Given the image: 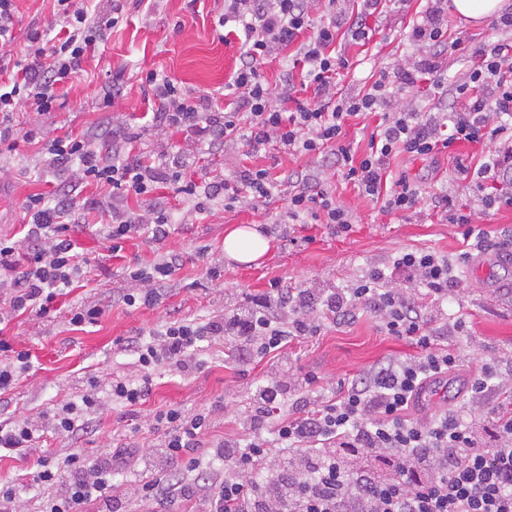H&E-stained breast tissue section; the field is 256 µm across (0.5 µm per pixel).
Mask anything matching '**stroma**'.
<instances>
[{
  "instance_id": "1",
  "label": "stroma",
  "mask_w": 512,
  "mask_h": 512,
  "mask_svg": "<svg viewBox=\"0 0 512 512\" xmlns=\"http://www.w3.org/2000/svg\"><path fill=\"white\" fill-rule=\"evenodd\" d=\"M15 6V39L0 50L6 57L22 55L31 32L51 37L59 29L53 0H16ZM426 7L425 0H382L366 19L372 30L369 40H337V50L351 63L336 77L343 93L366 91L380 73L394 74L408 64L411 30ZM89 8L97 17L115 19L116 24L107 29L99 51L85 59L84 75L60 91L49 112L37 114L19 107L18 120L35 137L18 140L12 151L0 153V235L13 236L30 223L31 213L25 207L29 196H55L72 179L71 169L49 165L43 139L69 133L99 144L118 119L140 135L133 157L146 159L164 152L187 159L185 178L200 184L247 167L266 168L274 175L310 174L331 185L337 203L353 213L356 222L348 234L335 238L326 236L321 226H306L304 233L311 238L307 244L269 235L267 254L256 264L244 265L224 253L228 230L243 224L258 229L270 225L283 211L284 201L258 209L245 205L227 211L216 205L205 214L184 213L165 242L167 250L181 256L180 270L164 282L154 306L130 307L113 303L112 297L131 286L125 266L152 262L154 248L134 238L125 242L121 256L104 250L98 227L111 220L112 190L93 183L82 185L71 235L91 265L90 280L85 287L58 297L57 303L64 308L100 304L104 312L96 324L82 327L71 325L65 312L44 318L24 314L0 324V337L14 349L30 351L33 362L16 388L0 397V422L47 423L63 405L78 399L92 377L104 387L116 375L138 379L137 359L120 350L118 339L177 319L223 317L225 310L270 291L275 284L324 291L342 288L371 268L388 266L404 249L458 255L464 247L465 227L442 218L435 201L442 191H451L457 204L474 208L475 228L512 230V208L479 210L477 186L459 178L456 156H482L481 148L466 144L425 159L404 155L391 159L392 172H407L431 187L415 208L400 213L387 212L364 198L333 168L308 155L292 156L271 148L251 155L242 147L199 152L194 137L152 123L150 114L158 106L145 76L150 70L164 73L186 91L207 93L219 106H226L224 87L240 64L242 49L238 38L224 36V0H91ZM211 267L220 270L219 278L208 275ZM447 311L463 314L470 333L461 339L465 364L449 377L447 389L432 390L430 399L435 404L444 402L446 395L464 392L476 363L486 357H494L500 371L512 370L511 293L492 294L481 280L466 273L459 297ZM412 351L408 342L385 336L377 317L363 314L352 323L322 329L285 349L284 356L291 372L318 375L319 390L328 396L343 379L367 371L382 359ZM200 359L198 369L189 374L160 368L137 415L117 406L98 416L94 433L71 438L48 432L37 440L36 451L26 455L0 448V481L14 485L20 512L42 509L43 489L35 480L38 449H50L60 459L79 449L91 459L103 460L116 448L130 445L145 455L162 436L155 414L173 406L191 413L219 407L211 438L244 437L247 399L257 382L275 375V359L241 361L231 346L220 341L203 348Z\"/></svg>"
}]
</instances>
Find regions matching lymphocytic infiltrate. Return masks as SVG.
I'll return each instance as SVG.
<instances>
[{
    "label": "lymphocytic infiltrate",
    "mask_w": 512,
    "mask_h": 512,
    "mask_svg": "<svg viewBox=\"0 0 512 512\" xmlns=\"http://www.w3.org/2000/svg\"><path fill=\"white\" fill-rule=\"evenodd\" d=\"M64 35L57 41L42 35L29 39L25 60L16 61L10 85L0 89V144L15 145L21 127L13 116L19 102L29 109L50 111L60 90L82 70L113 20L90 15L85 0H56ZM336 0H224V24L244 35L240 67L228 88L236 100L230 112H212L207 96L191 100L172 78L148 71L146 80L160 106L153 121L164 129L194 134L207 149L243 146L260 152L277 143L287 153L324 158L341 177L387 212L413 209L424 194L422 182L408 174L391 176L392 157L423 158L461 142L494 143L481 164L457 158L456 169L485 185L480 205L512 207V12L494 18L499 40L464 48L449 40L445 24L448 0H429L421 22L412 31L421 59L405 69L444 90L446 102L430 110L391 111L398 96L386 76L368 92L340 97L336 74L346 68L337 55L338 32L355 42L369 37L364 21L337 18ZM297 46L300 75L284 74L269 86L261 73L269 56ZM463 52L471 58L468 78L448 87L440 57ZM312 90V99L298 96ZM291 110H283V103ZM382 111L368 148L355 156L343 142L353 118ZM137 134L119 126L112 145L103 149L68 136L49 138L46 151L60 167L75 166L78 183L112 188L113 197L134 194L148 206L131 212L113 206L111 223L100 236L110 251L143 237L161 246L176 215L153 203L158 183L169 181L194 211H207L219 201L225 210L266 201L287 192L284 222L289 234L309 223L340 236L352 229V214L337 204L322 183L308 177L271 175L264 168L240 171L234 180L212 179L205 188L183 177L181 159L157 164L129 160L124 153ZM31 224L22 238L0 237V322L30 314L44 317L70 288L81 287L87 261L69 236L75 202L30 198ZM467 253L450 258L428 250H404L387 267H375L346 287L317 296L299 288H275L248 297L223 318L168 322L150 337L122 339L141 368L138 380H113V402L128 410L145 403L156 368L169 366L187 374L199 365L203 343L218 339L232 345L241 358L277 353L288 345L319 334L324 324L353 321L358 314L379 318L386 335L409 342L414 354L380 361L368 371L339 382L333 396L316 394V376L295 374L270 379L251 395L249 432L237 441L210 439L214 411L186 413L172 407L156 414L165 432L149 453V476L134 481L121 495L110 492L112 465L89 461L74 451L64 459L38 458L37 481L47 492L42 512H122L134 501L139 512H512V382L499 374L495 360H486L468 384L463 410H427L426 390L446 381L461 363L449 337L467 334L462 317L439 319L435 305L454 298ZM179 260L161 251L151 269L129 267L135 289L123 293L125 305L151 306L160 293L157 282L169 279ZM416 279L421 293L393 287L397 273ZM104 405L97 381H90L79 402L63 405L50 423L52 430L77 436L92 428ZM274 440H267L266 431ZM223 472L205 473L213 459Z\"/></svg>",
    "instance_id": "lymphocytic-infiltrate-1"
}]
</instances>
